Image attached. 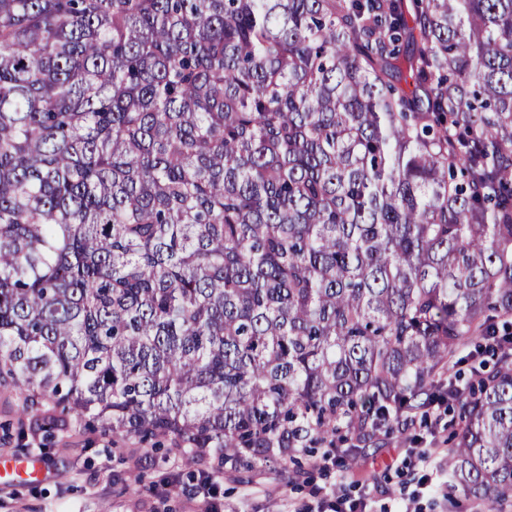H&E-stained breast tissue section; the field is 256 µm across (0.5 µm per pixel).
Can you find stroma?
<instances>
[{
  "label": "stroma",
  "mask_w": 512,
  "mask_h": 512,
  "mask_svg": "<svg viewBox=\"0 0 512 512\" xmlns=\"http://www.w3.org/2000/svg\"><path fill=\"white\" fill-rule=\"evenodd\" d=\"M24 395L19 386H0V458L34 457L44 470L36 478L0 482V512H204L177 452L162 455L138 438L116 442L111 432L90 433L77 424L49 440L31 431L18 436ZM450 419L447 405H436L403 431L379 433L355 460L319 448L295 464L261 467L247 485L229 474L212 475L205 460L194 470L211 474L213 499L223 512H312L340 495L363 500L367 512H400L413 496L420 512H512L510 503L449 499L443 482L422 487L423 472L406 451L436 449L433 466L447 470Z\"/></svg>",
  "instance_id": "35a3bbf8"
}]
</instances>
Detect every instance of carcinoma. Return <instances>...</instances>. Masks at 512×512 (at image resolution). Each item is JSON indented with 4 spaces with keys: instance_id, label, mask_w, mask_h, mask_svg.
I'll list each match as a JSON object with an SVG mask.
<instances>
[{
    "instance_id": "1",
    "label": "carcinoma",
    "mask_w": 512,
    "mask_h": 512,
    "mask_svg": "<svg viewBox=\"0 0 512 512\" xmlns=\"http://www.w3.org/2000/svg\"><path fill=\"white\" fill-rule=\"evenodd\" d=\"M0 379L242 483L446 396L512 499V0H0Z\"/></svg>"
}]
</instances>
